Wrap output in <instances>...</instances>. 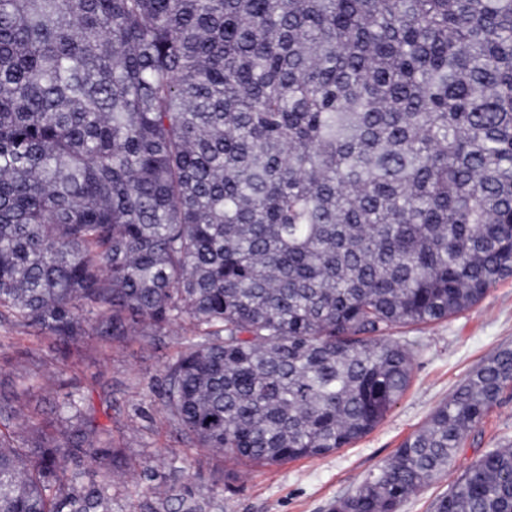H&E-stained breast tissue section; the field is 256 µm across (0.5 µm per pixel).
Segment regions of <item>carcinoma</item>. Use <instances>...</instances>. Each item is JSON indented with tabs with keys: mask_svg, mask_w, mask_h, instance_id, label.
<instances>
[{
	"mask_svg": "<svg viewBox=\"0 0 512 512\" xmlns=\"http://www.w3.org/2000/svg\"><path fill=\"white\" fill-rule=\"evenodd\" d=\"M512 276V0H0V322L67 353L180 320L162 406L273 466L370 433L407 389L399 326ZM512 386L472 371L333 512H399ZM0 398V512H114L88 395L57 433ZM120 512H213L145 469ZM433 512H512V448Z\"/></svg>",
	"mask_w": 512,
	"mask_h": 512,
	"instance_id": "carcinoma-1",
	"label": "carcinoma"
}]
</instances>
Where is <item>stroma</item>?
Here are the masks:
<instances>
[{
    "instance_id": "35a3bbf8",
    "label": "stroma",
    "mask_w": 512,
    "mask_h": 512,
    "mask_svg": "<svg viewBox=\"0 0 512 512\" xmlns=\"http://www.w3.org/2000/svg\"><path fill=\"white\" fill-rule=\"evenodd\" d=\"M395 335L413 337L408 388L382 422L349 447L320 458L262 466L238 462L184 442L161 408L162 369L193 336L189 321L171 326L163 344L149 336L112 343L84 337L69 355L56 341L9 322L0 323V393L11 394L22 377L35 374L40 388L22 397L20 412L55 432L54 407L74 389L88 393L126 465L119 491L134 494L145 485L143 471L180 467L185 475L223 487L219 512H332L401 443L418 431L434 409L481 363L512 349V277L498 282L475 306L447 319L398 327ZM512 443V388L458 449L448 474L412 495L400 512H431L432 502L488 450ZM234 480H227V472Z\"/></svg>"
}]
</instances>
